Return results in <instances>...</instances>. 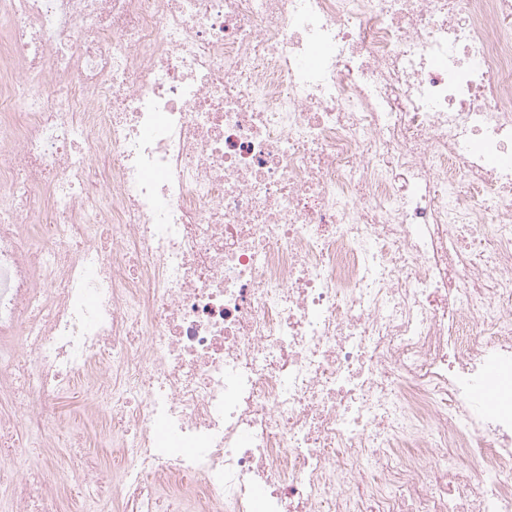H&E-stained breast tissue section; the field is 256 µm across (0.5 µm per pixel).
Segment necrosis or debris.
I'll use <instances>...</instances> for the list:
<instances>
[{"label":"necrosis or debris","mask_w":512,"mask_h":512,"mask_svg":"<svg viewBox=\"0 0 512 512\" xmlns=\"http://www.w3.org/2000/svg\"><path fill=\"white\" fill-rule=\"evenodd\" d=\"M0 457L6 512H512V0H0Z\"/></svg>","instance_id":"necrosis-or-debris-1"}]
</instances>
